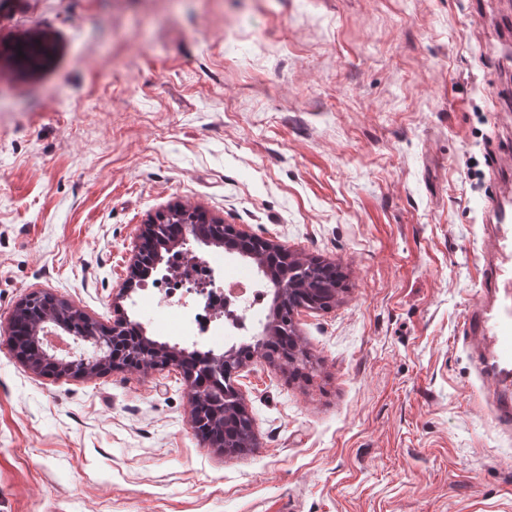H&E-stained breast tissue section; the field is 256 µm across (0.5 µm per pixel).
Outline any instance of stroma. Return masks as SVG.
I'll use <instances>...</instances> for the list:
<instances>
[{
  "instance_id": "stroma-1",
  "label": "stroma",
  "mask_w": 512,
  "mask_h": 512,
  "mask_svg": "<svg viewBox=\"0 0 512 512\" xmlns=\"http://www.w3.org/2000/svg\"><path fill=\"white\" fill-rule=\"evenodd\" d=\"M505 0H0V512H512V436L469 309ZM55 46L41 69L9 49ZM199 209L339 266L293 319L309 378L254 356L245 455L198 435L174 364L84 377L10 346L43 292L175 337L132 282L144 224ZM324 277L327 279L331 288H324L325 286L322 283L314 281L311 282L313 288H311L310 291L315 294L317 298L332 302L336 295V291L333 288L341 289L343 287V276L336 266L326 263Z\"/></svg>"
}]
</instances>
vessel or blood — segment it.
Instances as JSON below:
<instances>
[{"mask_svg":"<svg viewBox=\"0 0 512 512\" xmlns=\"http://www.w3.org/2000/svg\"><path fill=\"white\" fill-rule=\"evenodd\" d=\"M512 152L495 159L493 203L483 223L492 225L489 248L481 256L486 297L466 316L464 328L484 351V368L495 391L488 408L504 430L512 428Z\"/></svg>","mask_w":512,"mask_h":512,"instance_id":"1","label":"vessel or blood"}]
</instances>
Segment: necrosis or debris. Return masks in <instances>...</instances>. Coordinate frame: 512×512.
I'll return each instance as SVG.
<instances>
[{"label":"necrosis or debris","instance_id":"4bbe7bcc","mask_svg":"<svg viewBox=\"0 0 512 512\" xmlns=\"http://www.w3.org/2000/svg\"><path fill=\"white\" fill-rule=\"evenodd\" d=\"M170 272L158 284L177 335L216 337L247 331L249 311L264 308L265 285L254 277L218 276L211 259L169 252Z\"/></svg>","mask_w":512,"mask_h":512}]
</instances>
